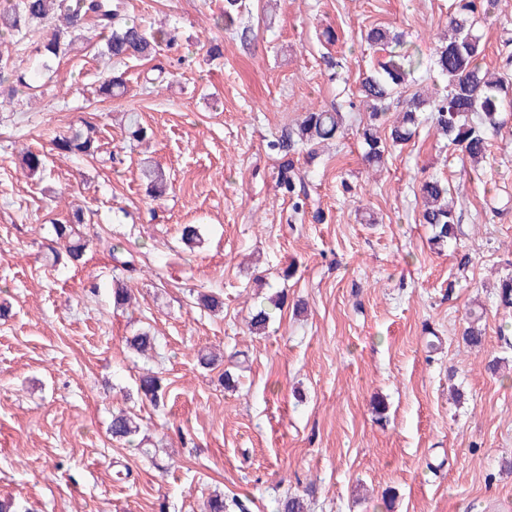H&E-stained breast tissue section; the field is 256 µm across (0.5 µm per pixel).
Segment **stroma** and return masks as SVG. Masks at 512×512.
Segmentation results:
<instances>
[{"mask_svg":"<svg viewBox=\"0 0 512 512\" xmlns=\"http://www.w3.org/2000/svg\"><path fill=\"white\" fill-rule=\"evenodd\" d=\"M452 2L243 0L227 28L224 0H123L128 17L178 27L179 42L128 60L122 96L96 92L112 63L90 25L31 88L0 84L12 99L0 110V500L30 512H205L218 494L275 512L300 494L307 512H512V309L493 290L512 273V209L489 208L512 196V122L476 168L436 138L427 111L383 171L362 161L359 83L382 58L366 32L403 34L422 62L391 98L393 119L419 88L446 93L429 62ZM474 30L483 65L512 81V0ZM154 69L163 80L151 85ZM310 107L343 112L342 136L270 151ZM132 112L144 140L129 135ZM86 123L96 158L54 150L56 135ZM26 149L45 154L42 175L22 168ZM147 162L166 174L162 195L146 188ZM288 162L290 193L277 180ZM430 175L447 181L460 216L441 249L420 216ZM77 208L84 262L52 267L50 222ZM184 224L202 225V244L181 241ZM102 237L136 257L134 307H112ZM197 291L221 308H197ZM281 291L265 333H250L251 311ZM473 317L476 347L462 338ZM142 327L158 338L154 358L126 346ZM204 350L224 358L203 369ZM147 368L167 386L165 407L133 393ZM226 371L238 389L224 388ZM116 407L139 415L154 457L112 441Z\"/></svg>","mask_w":512,"mask_h":512,"instance_id":"obj_1","label":"stroma"}]
</instances>
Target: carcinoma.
<instances>
[{
    "instance_id": "carcinoma-1",
    "label": "carcinoma",
    "mask_w": 512,
    "mask_h": 512,
    "mask_svg": "<svg viewBox=\"0 0 512 512\" xmlns=\"http://www.w3.org/2000/svg\"><path fill=\"white\" fill-rule=\"evenodd\" d=\"M493 0H457L454 14L448 21V35L435 51L433 64L448 79V92L434 106L433 121L440 136L448 143L461 147L463 155L472 162L486 157L489 139L498 134L505 124L503 112L512 110V85L503 77L495 76L482 65L484 44L473 29L475 14L484 9V3ZM123 4L119 0H0V32L18 37V41L31 40L38 34L36 26L52 15L62 19L63 28L39 42L38 67L23 73L11 67L0 56V81H13L29 87L35 77L51 70V63L71 50L74 33L82 30L87 19L106 32L102 54L116 61L130 58H148L161 44H177L178 32L149 30L134 19L122 16ZM371 46L401 45V35L383 27H372L366 33ZM420 65V60L401 51H390L360 83V103L369 109V123L362 129L366 145L363 160L378 170L385 160L390 145L409 141L419 124V112L426 99L416 92L406 101L402 115L390 128V134L381 138L377 122L386 115L387 102L403 89L408 76ZM124 74L111 73L99 86L100 96L107 100L124 93ZM343 115L336 109H310L301 115L295 129L288 136L270 143L278 150H292L296 146H315L333 139L342 131ZM54 149L61 154H83L94 157L100 145L95 127L85 124L53 139ZM22 166L35 175L45 169L44 155L27 150L22 155ZM423 208L421 222L431 227V242L444 246L455 237L459 215L448 201V184L436 177L425 179L419 189ZM84 223L81 211L72 213L65 221L52 223L53 239L48 249L53 261H58L60 250H65L73 262L83 258L86 241L80 231ZM107 251L116 263V269L131 272L135 258L131 250L107 242ZM131 292L124 279L112 277V303L120 309L130 305ZM271 320L270 313L259 307L252 314L251 330L263 333ZM157 345V338L149 328H141L126 338L128 349L146 355ZM137 396L157 406L165 392L161 379L153 372H145L136 380ZM108 430L112 438L133 445L141 432L137 415L125 409L112 411Z\"/></svg>"
}]
</instances>
